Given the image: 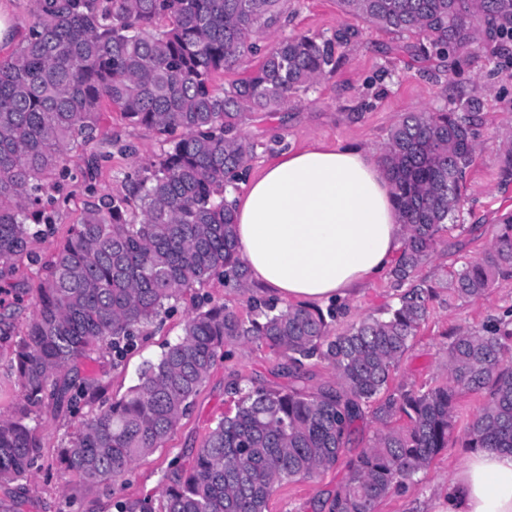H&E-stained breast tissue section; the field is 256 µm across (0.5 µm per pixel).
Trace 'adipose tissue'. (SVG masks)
Segmentation results:
<instances>
[{"instance_id":"1","label":"adipose tissue","mask_w":512,"mask_h":512,"mask_svg":"<svg viewBox=\"0 0 512 512\" xmlns=\"http://www.w3.org/2000/svg\"><path fill=\"white\" fill-rule=\"evenodd\" d=\"M229 200L250 275L276 301L313 308L346 298L384 274L402 248L383 160L358 147L283 151ZM442 512H512V454H467Z\"/></svg>"}]
</instances>
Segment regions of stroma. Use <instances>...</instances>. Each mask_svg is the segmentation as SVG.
<instances>
[{
    "mask_svg": "<svg viewBox=\"0 0 512 512\" xmlns=\"http://www.w3.org/2000/svg\"><path fill=\"white\" fill-rule=\"evenodd\" d=\"M343 29L350 30L351 37L337 46L339 64L333 73L320 78L275 117L251 118L243 124L248 137L269 145L268 151L258 152L249 161L246 175L258 176L273 154L315 143L353 145L380 156L402 113L476 103L483 122L463 189L462 226L440 234L431 259L415 275L416 282L434 287L437 295L393 374L394 384L418 388L446 378L445 346L453 336L512 311V275L498 278L479 300L452 299L447 290L452 273L484 256L502 215L512 212V183L504 185L497 178L500 157L512 142V44L494 43L481 35L465 56L425 58L418 50L422 35L395 34L346 15L338 0H290L280 27L260 31L256 42L266 51L285 36L330 37ZM101 131L95 150H108L110 141L117 139L133 144L135 153L113 154L99 174L96 193H125V172L157 161L164 145L150 129L128 125L116 111L103 114ZM64 192L68 200L58 210L54 232L32 244L44 258L55 253L91 201V195L73 185H65ZM397 294L388 274L359 287L342 299L337 329L381 315L396 302ZM187 310V304H179L160 331L143 340L123 365L109 370L106 399L121 397L137 383L144 364L160 355L164 343L181 335ZM241 378L272 389L288 383L279 358L264 345L231 346L228 357L217 359L191 413L180 421L166 446L136 462L124 482L107 491L65 481L56 471V450L85 419L88 407L80 406L74 414L60 417L42 409L37 431L43 457L27 484L22 512H114L113 500L146 496L161 502L170 461L188 457L191 449L200 446L230 405L229 383ZM467 453L461 440L450 441L414 483L392 492L377 512H435L440 490ZM345 474V467L339 465L314 479L282 485L273 494L268 512H326L323 502L341 486Z\"/></svg>",
    "mask_w": 512,
    "mask_h": 512,
    "instance_id": "obj_1",
    "label": "stroma"
}]
</instances>
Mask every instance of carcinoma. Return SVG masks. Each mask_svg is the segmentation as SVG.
<instances>
[{
	"label": "carcinoma",
	"mask_w": 512,
	"mask_h": 512,
	"mask_svg": "<svg viewBox=\"0 0 512 512\" xmlns=\"http://www.w3.org/2000/svg\"><path fill=\"white\" fill-rule=\"evenodd\" d=\"M32 22L0 59V281L55 223L50 190L73 177L95 193L112 153L92 152L77 174L68 152L96 138L103 112L117 109L132 126L167 143L158 161L125 175L127 193L87 206L46 265L33 316L16 332L7 314L27 289L0 292V345L22 401L0 416V512H21V490L41 460L33 413L49 404L69 413L80 400L90 414L58 448L61 477L86 486L121 481L162 447L192 408L224 347L265 344L284 358L286 389L230 387L233 407L188 458L164 475L161 510L147 497L119 500L116 512H268L284 483L335 467L354 443L356 422L379 425L372 444L349 460L328 512H376L378 504L422 470L450 440L466 448L512 453V314L465 330L445 348L448 377L421 388L390 389L393 372L429 314L431 287L413 283L439 234L462 213V188L482 116L454 109L407 112L391 129L384 159L404 228L391 276L396 305L334 332L338 310L278 307L252 299L244 318L202 300L182 335L142 368L139 381L100 403L103 381L79 364L124 357L213 278L244 291L249 271L225 195L236 190L260 140L241 132L252 112L270 114L336 69L332 39L284 37L247 76L216 86L215 75L257 51L255 36L277 26L286 0H33ZM342 10L395 33L418 32L420 52L464 54L481 25L512 41V0H338ZM512 269V212L501 217L484 257L456 272L448 295L483 297ZM325 361L335 382L313 392L307 366ZM465 394L479 411L458 429Z\"/></svg>",
	"instance_id": "carcinoma-1"
}]
</instances>
